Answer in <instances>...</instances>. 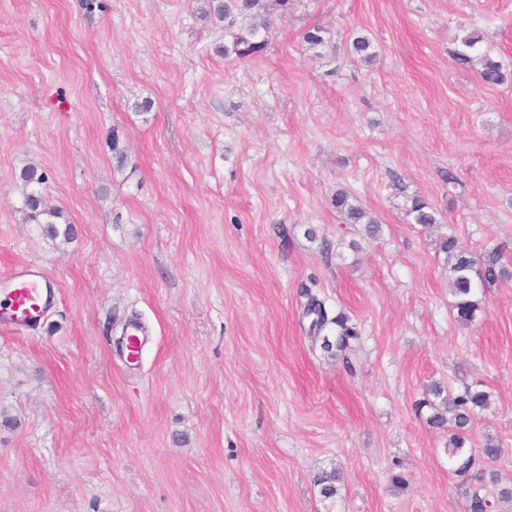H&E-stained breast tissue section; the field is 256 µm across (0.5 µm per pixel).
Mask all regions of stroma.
Returning <instances> with one entry per match:
<instances>
[{"instance_id": "stroma-1", "label": "stroma", "mask_w": 512, "mask_h": 512, "mask_svg": "<svg viewBox=\"0 0 512 512\" xmlns=\"http://www.w3.org/2000/svg\"><path fill=\"white\" fill-rule=\"evenodd\" d=\"M98 3L0 0V274L58 285L34 328H0V512H467L433 381L490 392L472 438L512 485V278L460 325L438 250L512 270V81L452 60L475 31L512 72V0H296L246 61L196 0ZM29 165L74 239L27 221ZM306 286L358 324L352 367L307 338ZM327 33L319 26H312L302 34L303 42L308 45L309 49L315 50V56L319 59L325 57V50H331V40L326 36ZM332 206L348 224H365V231L373 236L379 231V221L357 199L345 189H338L332 198ZM408 215L412 218L413 224H419L424 227L440 222L438 212L421 197H413L411 199Z\"/></svg>"}]
</instances>
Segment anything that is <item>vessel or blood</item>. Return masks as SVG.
I'll use <instances>...</instances> for the list:
<instances>
[{"mask_svg":"<svg viewBox=\"0 0 512 512\" xmlns=\"http://www.w3.org/2000/svg\"><path fill=\"white\" fill-rule=\"evenodd\" d=\"M0 293L6 301L2 326H29L39 321L55 298V287L40 265L20 262L0 276Z\"/></svg>","mask_w":512,"mask_h":512,"instance_id":"vessel-or-blood-1","label":"vessel or blood"}]
</instances>
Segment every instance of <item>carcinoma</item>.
Segmentation results:
<instances>
[{
	"mask_svg": "<svg viewBox=\"0 0 512 512\" xmlns=\"http://www.w3.org/2000/svg\"><path fill=\"white\" fill-rule=\"evenodd\" d=\"M289 2L290 0H204L201 14L208 21L224 23V45L217 52L226 58L247 60L266 50L272 35V18L283 12ZM302 39L308 48L315 50V56L319 59L325 57V51L331 48L327 31L319 26L307 28ZM481 42L482 37L476 32L462 36L458 48L452 53L453 61L457 66L465 68L477 58L481 64L479 77L484 84L505 83L509 79V73L488 53L479 52L478 44ZM352 54L362 61H371L376 57L373 43L366 36L354 38ZM20 179L31 187V191L24 197L28 218L44 225L46 232L53 238L61 236L66 241L73 239V225L59 223L62 218L61 211L48 206L43 198L41 185L46 182V175L38 168L29 166L21 171ZM332 206L346 223L365 225V231L370 236L378 232L377 217L347 190H336ZM408 215L413 223L424 227L439 223L438 212L421 197L411 199ZM439 250L447 255L448 285L455 297L457 320L470 324L481 310V301L476 299V290L488 288L498 279L512 273L505 267L497 266L494 260L478 263L474 254L460 245L458 238L452 233L441 236ZM305 316L311 318L309 335L314 339L322 338L324 350L329 352L336 349V356L342 358L346 368H351L345 352L350 348L351 341L359 338L357 326L342 312L333 317L329 316L325 304L315 297L307 303ZM331 335L335 336L333 342L329 340ZM426 392L441 400L437 404L426 399L423 405L433 408V414L428 418L431 426L448 427V466L454 479V488L466 502L468 512H493L495 499L512 500V487L501 485L499 474L491 467L501 455L499 444L490 440L478 450L472 446L473 413L478 408L488 407L490 395L467 386L453 397L446 396V389L439 382L428 385ZM339 481L341 478L338 471L323 473L320 478L323 496H336V483Z\"/></svg>",
	"mask_w": 512,
	"mask_h": 512,
	"instance_id": "carcinoma-1",
	"label": "carcinoma"
}]
</instances>
